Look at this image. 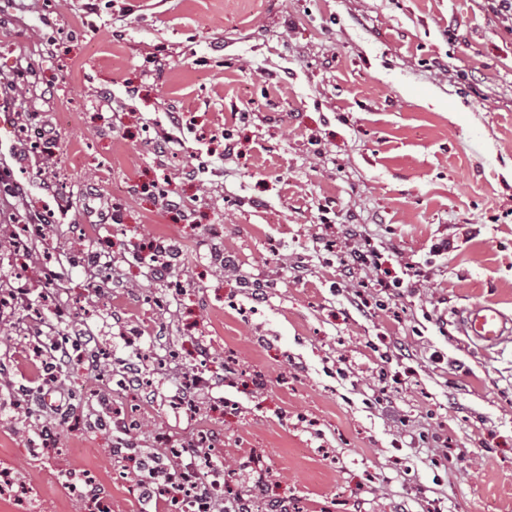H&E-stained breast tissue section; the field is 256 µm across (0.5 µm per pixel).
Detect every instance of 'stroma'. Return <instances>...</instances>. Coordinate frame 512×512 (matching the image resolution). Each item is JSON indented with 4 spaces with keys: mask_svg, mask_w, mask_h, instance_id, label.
<instances>
[{
    "mask_svg": "<svg viewBox=\"0 0 512 512\" xmlns=\"http://www.w3.org/2000/svg\"><path fill=\"white\" fill-rule=\"evenodd\" d=\"M27 64L8 140L45 129L53 163L0 156L25 187L0 193V289L40 302L0 313V469L35 512H90L67 471L139 512L110 453L122 430L98 425L136 352L154 390L123 396L137 447L208 434L226 507L262 476L288 512H512V341L453 321L475 303L512 316V17L487 0H0V76ZM352 224L403 279L365 315L349 297L371 274L337 259ZM158 238L180 248L165 280L139 260ZM74 327L100 368H66L83 393L68 422L15 416L13 387L44 396L30 332ZM197 368L211 386L190 413L172 397Z\"/></svg>",
    "mask_w": 512,
    "mask_h": 512,
    "instance_id": "1",
    "label": "stroma"
}]
</instances>
